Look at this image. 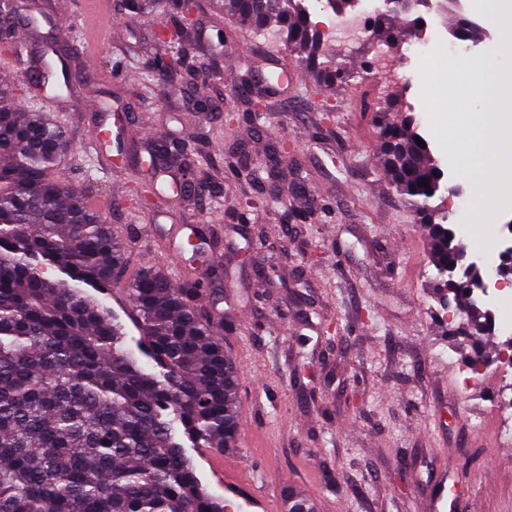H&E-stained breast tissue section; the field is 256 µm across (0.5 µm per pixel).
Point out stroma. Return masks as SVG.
I'll list each match as a JSON object with an SVG mask.
<instances>
[{
  "label": "stroma",
  "mask_w": 512,
  "mask_h": 512,
  "mask_svg": "<svg viewBox=\"0 0 512 512\" xmlns=\"http://www.w3.org/2000/svg\"><path fill=\"white\" fill-rule=\"evenodd\" d=\"M35 40L70 44L72 100L56 101L74 161L65 181L97 201L127 248L126 277L142 267L183 276L147 230V211L130 210L126 192L141 178L156 134L192 140L201 159L196 179L220 186L205 198L167 199V221L203 229L204 247L221 257L223 276L207 270L209 292L222 302L224 351L238 368L236 461L274 494L296 487L319 512H429L430 480L447 469L449 487L472 495L480 512H512V445L487 438L495 426L489 393L501 387L494 359L499 334L482 351L493 362L474 390L459 373L472 351L460 323L443 318L430 245L411 207L387 174L372 112L392 91L399 116L415 117L420 134L459 188L452 224L459 225L474 188L461 178L431 131L422 98L420 62L405 81L371 73L378 46L331 37L324 49L352 76L315 93L314 79L277 46L227 15L200 12L187 43L200 63L192 83L179 74L148 73L162 49L156 19L132 17L117 0H30ZM258 74L255 93L266 108L248 111L236 95L244 63ZM218 102L203 112L201 98ZM139 135L122 149H90L87 135L115 115ZM290 141L281 158L278 200L270 179L242 184L224 168V151L240 143L254 163L269 145ZM267 196L241 212L235 202ZM309 211L306 223L285 212Z\"/></svg>",
  "instance_id": "obj_1"
}]
</instances>
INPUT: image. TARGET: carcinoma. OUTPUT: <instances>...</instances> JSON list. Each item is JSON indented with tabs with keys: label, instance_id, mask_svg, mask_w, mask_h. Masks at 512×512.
I'll list each match as a JSON object with an SVG mask.
<instances>
[{
	"label": "carcinoma",
	"instance_id": "carcinoma-1",
	"mask_svg": "<svg viewBox=\"0 0 512 512\" xmlns=\"http://www.w3.org/2000/svg\"><path fill=\"white\" fill-rule=\"evenodd\" d=\"M158 5L171 17L158 19L166 28L158 40L172 55L156 57L152 73L190 65L182 37L189 0ZM327 5L346 17L358 0ZM418 5L383 0L373 38L390 48L421 38ZM224 12L258 34L279 26L284 50L318 83L344 77L335 61L321 60L324 32L302 0H224ZM28 21L22 0H0L3 51ZM54 67L51 60L42 73L0 81V512H225L179 441L228 453L238 435L237 367L202 302L207 288L141 269L126 289L139 332L136 349L127 346L124 325L99 300L125 270V247L106 216L53 176L71 149L65 128L15 103L18 86L39 88ZM392 107L387 93L377 109L383 163L428 225L440 273L464 251L440 227L441 168ZM171 145L164 140L159 156L192 173L194 147ZM470 292L466 280L452 289L477 347L493 322Z\"/></svg>",
	"mask_w": 512,
	"mask_h": 512
}]
</instances>
